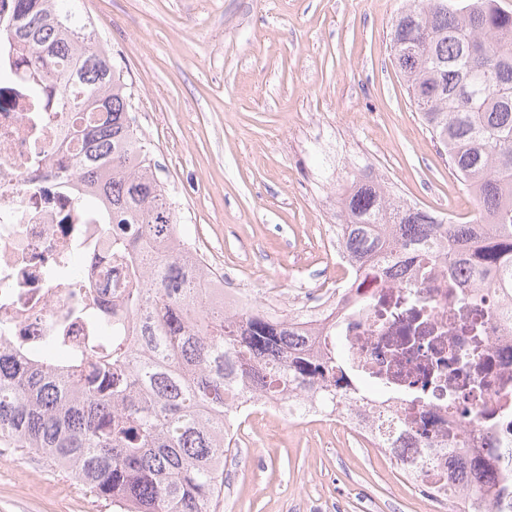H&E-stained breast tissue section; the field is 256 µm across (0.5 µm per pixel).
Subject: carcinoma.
<instances>
[{
    "label": "carcinoma",
    "instance_id": "carcinoma-1",
    "mask_svg": "<svg viewBox=\"0 0 512 512\" xmlns=\"http://www.w3.org/2000/svg\"><path fill=\"white\" fill-rule=\"evenodd\" d=\"M19 63L38 97L58 91L70 113L68 167L89 207L112 215L108 234L139 257L129 310L141 320L127 342L112 324L106 352L37 357L0 339V442L64 467L121 512H214L224 487V454L234 439L226 400L246 404L290 386L318 405L345 402L336 359L290 351L288 318L224 312L209 298L215 272L173 250L177 209L134 124L123 69L90 22L58 0H10ZM391 49L407 91L452 171L477 198V213L448 224L396 206L369 175L343 200L342 243L359 263L395 265L412 252L481 275L512 297V15L495 0H406L392 23ZM492 464L450 475L469 485L463 512H512V492H487Z\"/></svg>",
    "mask_w": 512,
    "mask_h": 512
}]
</instances>
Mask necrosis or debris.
<instances>
[{
  "mask_svg": "<svg viewBox=\"0 0 512 512\" xmlns=\"http://www.w3.org/2000/svg\"><path fill=\"white\" fill-rule=\"evenodd\" d=\"M67 115L58 98L32 96L13 40L0 38V335L28 349L47 337L71 346L104 343L102 321L139 330L127 308L136 282L131 263L106 234L104 214L87 208L84 192L60 151ZM335 244L337 279L321 274L296 283L298 306L288 320L312 349L338 336L356 382L376 383L390 395L353 401L332 413L298 390L257 407L302 408L308 421L349 429L389 454L396 438L415 447L458 435L457 446L434 451L433 468L412 484L439 502L462 498L448 462H492L496 489L512 475V325L501 316L512 299L492 284L427 262L392 276L366 272L339 245L340 228L323 227Z\"/></svg>",
  "mask_w": 512,
  "mask_h": 512,
  "instance_id": "1",
  "label": "necrosis or debris"
}]
</instances>
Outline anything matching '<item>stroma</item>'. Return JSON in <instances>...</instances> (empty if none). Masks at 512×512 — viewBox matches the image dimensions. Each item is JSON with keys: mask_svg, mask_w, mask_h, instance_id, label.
<instances>
[{"mask_svg": "<svg viewBox=\"0 0 512 512\" xmlns=\"http://www.w3.org/2000/svg\"><path fill=\"white\" fill-rule=\"evenodd\" d=\"M405 0H62L132 83L133 110L213 268L256 293L330 261L319 236L347 178L374 172L439 218L474 194L434 143L393 62ZM224 458L216 512H459L414 490L365 441L255 417ZM0 512H116L61 468L0 444Z\"/></svg>", "mask_w": 512, "mask_h": 512, "instance_id": "stroma-1", "label": "stroma"}]
</instances>
